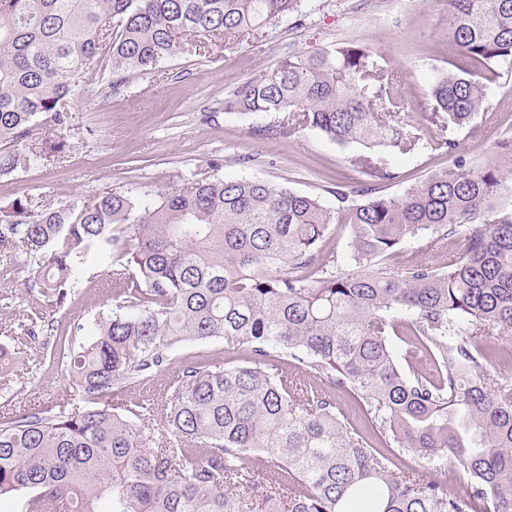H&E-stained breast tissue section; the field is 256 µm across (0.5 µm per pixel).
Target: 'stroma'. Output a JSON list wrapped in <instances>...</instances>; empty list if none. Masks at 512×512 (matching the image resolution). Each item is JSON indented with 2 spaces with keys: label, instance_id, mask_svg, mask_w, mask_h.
I'll return each instance as SVG.
<instances>
[{
  "label": "stroma",
  "instance_id": "stroma-1",
  "mask_svg": "<svg viewBox=\"0 0 512 512\" xmlns=\"http://www.w3.org/2000/svg\"><path fill=\"white\" fill-rule=\"evenodd\" d=\"M302 10L304 26L285 19L238 45L216 39L199 51L184 49L117 88L105 76L79 86L61 158L1 176L0 206L23 197L37 212L106 192L154 194L216 172L284 185L335 206L330 186L363 179L350 164L361 146L338 145L311 129L280 137L283 113H228L224 100L257 71L272 68L284 49L312 53L351 41L376 48L401 71L398 89L422 119L417 151L394 161L400 175L394 193L447 166L448 157L431 147L437 128L424 120L429 89L453 54L445 0H304ZM499 71L492 112L454 134L458 156L470 164L494 159L498 141L512 133V66ZM216 159L222 166L215 172ZM112 261L107 252L86 256L87 277L54 320L86 324L111 304ZM30 273L22 250L0 246V344L16 353L13 389L0 392L1 416L51 408L69 393L67 375L39 362L42 342L24 329L38 310L27 288Z\"/></svg>",
  "mask_w": 512,
  "mask_h": 512
}]
</instances>
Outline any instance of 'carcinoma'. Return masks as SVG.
Masks as SVG:
<instances>
[{
	"mask_svg": "<svg viewBox=\"0 0 512 512\" xmlns=\"http://www.w3.org/2000/svg\"><path fill=\"white\" fill-rule=\"evenodd\" d=\"M301 5L0 0V175L63 152L71 92L105 60L115 87L188 36H255L301 21ZM448 40L458 59L429 96L434 149L453 155L452 133L492 110L512 63V0H448ZM400 78L348 44L286 55L224 100L226 112L287 113L284 137L310 127L375 151L351 160L367 181L327 189L333 210L250 177L0 207V245L23 248L42 307L67 301L89 252L120 262L93 327L58 326L44 347L83 408L0 418V498L23 494L21 512H98L103 498L110 512H512V381L497 375L512 358V136L484 165L457 157L387 193L395 158L420 140ZM335 224L351 228L352 269L326 247ZM212 338L244 360L186 362L154 404H101ZM14 360L0 346V391ZM152 412L172 444L160 453ZM448 467L456 489L436 477Z\"/></svg>",
	"mask_w": 512,
	"mask_h": 512,
	"instance_id": "obj_1",
	"label": "carcinoma"
}]
</instances>
